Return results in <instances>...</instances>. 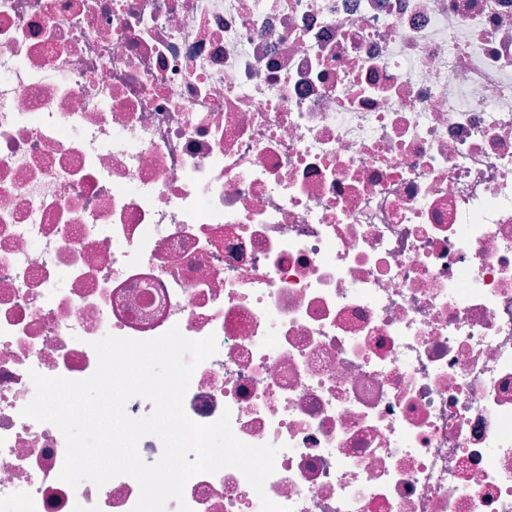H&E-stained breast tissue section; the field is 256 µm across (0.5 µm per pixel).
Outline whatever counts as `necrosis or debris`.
I'll return each mask as SVG.
<instances>
[{
	"mask_svg": "<svg viewBox=\"0 0 512 512\" xmlns=\"http://www.w3.org/2000/svg\"><path fill=\"white\" fill-rule=\"evenodd\" d=\"M174 326L275 503L512 512V0H0V512H132L20 411Z\"/></svg>",
	"mask_w": 512,
	"mask_h": 512,
	"instance_id": "obj_1",
	"label": "necrosis or debris"
}]
</instances>
